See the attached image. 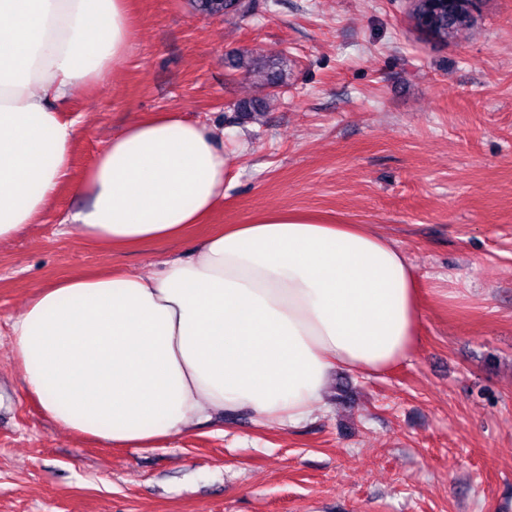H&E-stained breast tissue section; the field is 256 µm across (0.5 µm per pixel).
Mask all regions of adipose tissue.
<instances>
[{
  "instance_id": "adipose-tissue-1",
  "label": "adipose tissue",
  "mask_w": 512,
  "mask_h": 512,
  "mask_svg": "<svg viewBox=\"0 0 512 512\" xmlns=\"http://www.w3.org/2000/svg\"><path fill=\"white\" fill-rule=\"evenodd\" d=\"M130 0H0V243L38 223L69 177L75 123L55 103L129 52ZM232 185L223 131L176 112L114 136L76 192L74 229L106 249L180 238ZM405 252L367 224L276 210L132 274L39 289L9 342L25 391L64 431L152 445L222 413L295 425L331 376L389 371L422 318Z\"/></svg>"
}]
</instances>
